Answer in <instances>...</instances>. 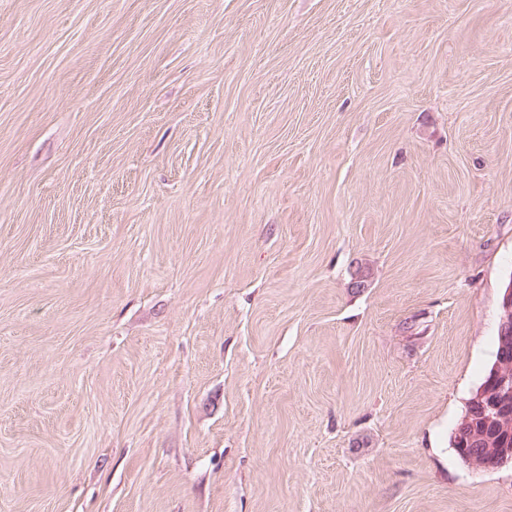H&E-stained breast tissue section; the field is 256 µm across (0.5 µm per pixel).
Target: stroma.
<instances>
[{
	"label": "stroma",
	"instance_id": "1",
	"mask_svg": "<svg viewBox=\"0 0 512 512\" xmlns=\"http://www.w3.org/2000/svg\"><path fill=\"white\" fill-rule=\"evenodd\" d=\"M511 279L512 0H0V512H512ZM501 336L497 333V349L495 359L491 366L486 371L482 382L477 387L473 396L468 400L465 413L461 421L457 424L451 435V445L454 448L458 457L467 463L464 455L466 448H482L481 452L485 451V448H489V451L498 448L499 454L497 456L498 464L501 465L505 462L511 461V450L512 448V431L508 433L512 423V394H508L507 391H497V374L495 372L496 363L505 358L508 360L507 366L511 368L512 361V342L506 340L507 336L512 334V289L508 288L502 298L501 306ZM501 343V345H500ZM482 392L480 393V391ZM480 395L482 397H480ZM493 404L497 407V411L490 417V412L485 413V408ZM465 433V439L467 438V445L465 448H460L456 444V440L459 433ZM499 448H509L507 452L505 449L501 451ZM464 454L469 457L472 465L476 467H483V459H475L474 454H470L465 451ZM473 458V459H472Z\"/></svg>",
	"mask_w": 512,
	"mask_h": 512
}]
</instances>
